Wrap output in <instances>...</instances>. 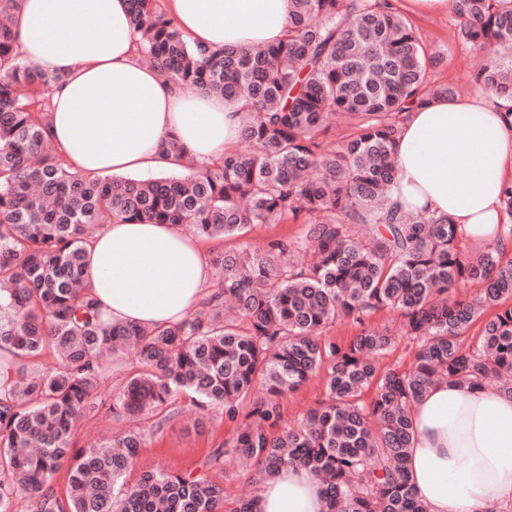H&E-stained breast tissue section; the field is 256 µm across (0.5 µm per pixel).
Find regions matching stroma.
Listing matches in <instances>:
<instances>
[{
    "mask_svg": "<svg viewBox=\"0 0 512 512\" xmlns=\"http://www.w3.org/2000/svg\"><path fill=\"white\" fill-rule=\"evenodd\" d=\"M413 25L422 34L429 51L442 60L435 68L431 80L444 83L460 95L479 93L475 82L477 72L486 63V52L462 43L456 36L458 19L454 12L426 18H413ZM306 228L304 219L283 224L257 225L240 240L227 242L207 240L210 254L224 250H237L245 246L259 247L272 239L292 240L301 236ZM371 325L388 328L394 341L391 348L378 360L380 370L409 368L416 357L418 345L406 335L402 318L395 312L380 310L370 318ZM325 397L322 377L311 378L298 391L282 399L281 411L285 425H296L303 416ZM176 415L159 433H152L153 416L133 417L115 423L99 416L86 417L76 431L78 445L104 441L121 428H139L145 431V443L140 450L141 466L161 468L183 473L201 470L205 459L224 441L232 437L236 424L224 417L222 411L205 412L196 408L190 394L181 393L171 403Z\"/></svg>",
    "mask_w": 512,
    "mask_h": 512,
    "instance_id": "35a3bbf8",
    "label": "stroma"
}]
</instances>
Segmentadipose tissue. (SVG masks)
Masks as SVG:
<instances>
[{"instance_id":"ef3b65f1","label":"adipose tissue","mask_w":512,"mask_h":512,"mask_svg":"<svg viewBox=\"0 0 512 512\" xmlns=\"http://www.w3.org/2000/svg\"><path fill=\"white\" fill-rule=\"evenodd\" d=\"M192 44L252 47L283 39L290 0H168ZM23 59L67 72L52 95L51 139L90 176L176 168L234 150L240 119L223 97L163 80L140 59L127 0H23L14 22ZM176 137L181 157L161 150ZM393 200L449 215L465 240L494 244L512 222L498 203L512 178V106L485 95L431 98L409 112L397 141ZM85 276L104 323L167 326L208 292L209 255L185 224H110L90 241ZM409 485L428 512H512V396L443 382L413 407ZM256 512H325L320 481L281 469Z\"/></svg>"}]
</instances>
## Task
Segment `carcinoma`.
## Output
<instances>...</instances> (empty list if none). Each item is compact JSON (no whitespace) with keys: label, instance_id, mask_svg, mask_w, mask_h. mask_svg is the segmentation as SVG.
Instances as JSON below:
<instances>
[{"label":"carcinoma","instance_id":"1","mask_svg":"<svg viewBox=\"0 0 512 512\" xmlns=\"http://www.w3.org/2000/svg\"><path fill=\"white\" fill-rule=\"evenodd\" d=\"M21 2L0 0V365L46 348L55 362L38 372L22 364L0 387V512L25 498L35 512H254L252 499L227 504L214 476L135 471L140 430L76 449L82 418L152 414L159 430L180 391L238 422L206 461L217 474L226 456L252 463L260 480L301 467L321 481L326 512H427L407 484L411 409L443 381L495 383L512 396V252L499 243L465 252L448 217L392 201L406 113L455 93L430 83L438 58L395 0H291L282 41L219 52L192 47L159 0H129L142 60L183 88L224 97L254 148L151 179L65 166L50 140V98L65 74L21 59ZM453 8L458 37L490 55L476 82L512 100V0ZM338 114L354 132L329 147ZM302 214L312 221L299 238L215 256L223 275L191 317L155 328L102 322L85 277L88 226L187 224L228 240ZM355 224L369 235L355 237ZM461 281L479 293L455 296ZM380 309L399 313L418 343L406 370L377 369L393 343L366 325ZM342 319L359 332L343 345L321 340ZM130 345L126 382L102 397L101 352L115 363ZM321 372L325 399L272 433L281 398ZM63 468L64 499L52 486Z\"/></svg>","mask_w":512,"mask_h":512}]
</instances>
